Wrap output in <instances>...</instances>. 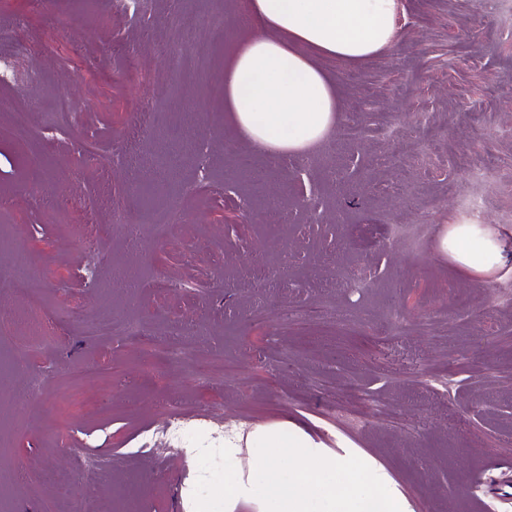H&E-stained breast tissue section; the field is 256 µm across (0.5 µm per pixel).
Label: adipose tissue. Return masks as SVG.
<instances>
[{
    "instance_id": "ef3b65f1",
    "label": "adipose tissue",
    "mask_w": 512,
    "mask_h": 512,
    "mask_svg": "<svg viewBox=\"0 0 512 512\" xmlns=\"http://www.w3.org/2000/svg\"><path fill=\"white\" fill-rule=\"evenodd\" d=\"M401 0H239L241 33L224 63V109L276 159L309 156L334 130L339 102L324 64L389 49ZM441 251L480 278L502 266L489 224H452ZM224 512H413L381 467L325 448L288 420L224 440Z\"/></svg>"
}]
</instances>
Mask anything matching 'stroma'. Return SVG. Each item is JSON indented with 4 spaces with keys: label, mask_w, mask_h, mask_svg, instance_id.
<instances>
[{
    "label": "stroma",
    "mask_w": 512,
    "mask_h": 512,
    "mask_svg": "<svg viewBox=\"0 0 512 512\" xmlns=\"http://www.w3.org/2000/svg\"><path fill=\"white\" fill-rule=\"evenodd\" d=\"M237 2L0 0V49L35 75L26 133L0 112V267L25 257L45 295L0 286L10 512H184L204 467L224 512L219 453L140 449L171 409L293 420L414 512H474V474L512 464V21L497 0H403L388 52L326 65L353 139L280 161L224 112ZM60 95L79 110L52 117ZM472 194L509 246L484 281L437 248ZM103 315L140 343L89 336ZM171 343L237 370L157 358ZM106 457L122 469L84 484Z\"/></svg>",
    "instance_id": "35a3bbf8"
}]
</instances>
